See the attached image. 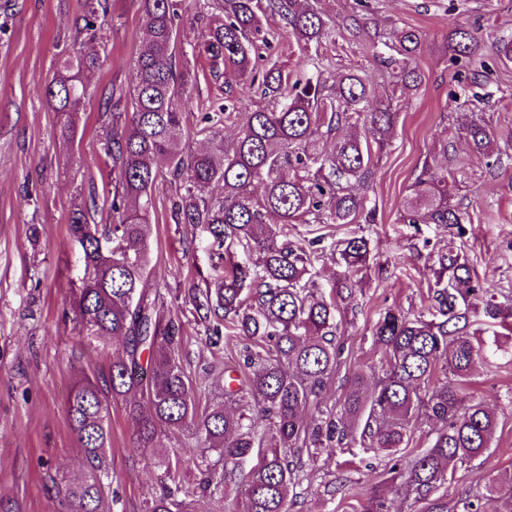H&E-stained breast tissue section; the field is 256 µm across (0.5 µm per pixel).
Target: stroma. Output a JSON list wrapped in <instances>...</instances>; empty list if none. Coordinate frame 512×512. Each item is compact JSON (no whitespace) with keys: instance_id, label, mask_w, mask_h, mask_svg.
Returning <instances> with one entry per match:
<instances>
[{"instance_id":"1","label":"stroma","mask_w":512,"mask_h":512,"mask_svg":"<svg viewBox=\"0 0 512 512\" xmlns=\"http://www.w3.org/2000/svg\"><path fill=\"white\" fill-rule=\"evenodd\" d=\"M81 0H0V512H56L52 476L76 480L85 472L81 448L71 430L64 403L80 373L106 380L111 348L86 346L68 312L70 281L79 273L78 252L68 233V216L84 194L94 193L96 223L112 221V171L98 138L102 93L128 88L133 65L146 42L139 0H108L109 11L91 44L103 61L89 98L80 107L70 139L60 136L62 118L42 93L59 62L73 45L74 19ZM354 0H326L335 15L333 43L325 58L326 78L356 71L386 97L390 80L364 48L392 27L418 32L414 61L422 74L416 92L395 102V137L380 155L368 191L376 220L365 225L370 255L363 279L338 319V365L327 383V405H334L354 372L379 370L380 352L371 331L387 309L426 310L433 281L431 265L447 243L461 245L480 283L495 295H512V168H489L457 131L472 106L459 94L457 68L446 49L448 32L459 23L480 42L472 68L492 71L491 97L481 114L496 134L512 136V61L500 59L501 40L512 38V0H375L368 22L350 20ZM267 47L256 54L254 75L271 64L297 74L302 63L294 39L278 17L267 19ZM193 107L188 118L198 128L204 113L225 102L236 111L259 105L249 82L231 71L212 77L198 61ZM448 134V153L462 160L460 184L452 202L468 209L462 226L406 224L401 220L408 188L421 170L432 139ZM151 215L149 280L160 288L172 317L185 324L179 360L197 389L196 410L205 412L224 400L216 377L224 367L247 378L244 344L224 335L219 347L203 348L185 294L213 274L221 260L200 230L174 223L175 187L162 182ZM473 390L497 414L498 428L489 453L459 468L447 486L448 512H461L466 498L512 470V357L492 356L479 367ZM228 412L254 414L246 402H225ZM106 450L109 512H144L161 489V473L145 451L133 448L123 401H113ZM385 460L366 453L359 440L304 460L290 512H361L362 494L382 484Z\"/></svg>"}]
</instances>
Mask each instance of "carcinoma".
Segmentation results:
<instances>
[{
  "label": "carcinoma",
  "mask_w": 512,
  "mask_h": 512,
  "mask_svg": "<svg viewBox=\"0 0 512 512\" xmlns=\"http://www.w3.org/2000/svg\"><path fill=\"white\" fill-rule=\"evenodd\" d=\"M180 7L181 0H140L148 44L136 57L129 88L114 89L104 99L99 142L112 161V223H90L87 203L68 217L82 268L71 284L72 320L88 345H112L110 390L112 398L125 401L136 447H154L164 426L186 431L198 447L216 452L226 472L255 458L242 512H289L302 453L314 458L340 448L358 430L365 448L389 458L415 442L411 421L421 414L434 424L433 438L389 483L400 481L404 496L424 503V512H448V477L490 450L497 427L496 414L469 395V379L487 354L508 353L498 338L484 340L472 317L481 313L505 323L512 307L475 282L468 260L448 243L432 268L429 315L388 309L374 326L384 376L372 384L364 372L354 373L336 399V418L305 420V407L323 413L327 380L340 355L335 343L339 302L351 298L370 246L356 232L327 248L322 237L297 245L286 239L283 226L375 223L367 190L376 174V154L391 146L397 113L379 104L356 73L327 84L319 48L335 32V21L319 0H198L200 15L215 10L224 20L208 26L188 49L178 45ZM106 12L102 0H85L82 30L96 32ZM268 13L280 18L314 74L291 84L281 67L266 70L259 89L267 104L252 112L215 113L214 125L238 129L229 143L222 130L210 126L191 132L186 109L196 75L180 60L204 57L216 77L222 64L246 77L252 55L268 44L262 23ZM418 44L414 30L401 29L369 45L393 78L392 99L421 85V73L412 65ZM448 50L454 60L469 62L479 42L455 26L448 33ZM100 67L96 54L68 55L46 85V99L58 112H75ZM459 130L473 152L495 157L498 167L512 161V143L499 144L484 119L470 118ZM202 133L207 147L179 149L182 138ZM333 135L336 142L327 153L321 142ZM163 156L168 157L165 172L155 166ZM446 160L444 137L434 143L409 187L403 223L471 222L469 212L451 204L456 181H448ZM165 179L176 185L174 223L208 234L224 257L222 268L204 281L205 289L193 294L192 315L209 348L220 344L226 325L250 342L251 376L234 388L236 378L224 370V398L250 396L255 417H233L222 403L196 414L195 389L179 361L184 324L169 316L158 287L146 277L153 190ZM325 250L339 255L346 267L328 294L314 274ZM440 371L450 379L436 384ZM65 410L89 471L77 483H54L56 497L76 512H103L107 400L85 374L75 382ZM152 464L162 471L164 487L146 500L145 512H190L186 498L192 491L180 479L179 449L163 450ZM201 465L199 486L215 495L214 512H224V496L217 495L224 477L215 476L204 456ZM486 492L512 497V473L497 478ZM363 512H391L386 490L369 492Z\"/></svg>",
  "instance_id": "cac0c4a2"
}]
</instances>
